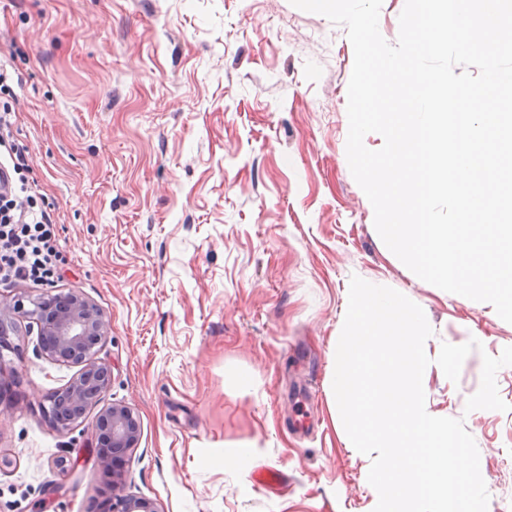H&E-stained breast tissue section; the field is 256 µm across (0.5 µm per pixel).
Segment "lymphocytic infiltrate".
I'll return each mask as SVG.
<instances>
[{"mask_svg": "<svg viewBox=\"0 0 512 512\" xmlns=\"http://www.w3.org/2000/svg\"><path fill=\"white\" fill-rule=\"evenodd\" d=\"M14 111L0 108V283L52 280L56 274L58 224L49 205L36 200L26 146L12 134Z\"/></svg>", "mask_w": 512, "mask_h": 512, "instance_id": "lymphocytic-infiltrate-1", "label": "lymphocytic infiltrate"}]
</instances>
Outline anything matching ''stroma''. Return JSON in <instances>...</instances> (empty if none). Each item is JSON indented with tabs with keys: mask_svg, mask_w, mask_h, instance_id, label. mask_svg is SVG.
<instances>
[{
	"mask_svg": "<svg viewBox=\"0 0 512 512\" xmlns=\"http://www.w3.org/2000/svg\"><path fill=\"white\" fill-rule=\"evenodd\" d=\"M0 61L22 75L0 102L60 227L53 281L0 294L72 289L110 315L101 404L141 423L128 494L159 512H373L372 459L328 388L356 275L423 309L428 410L463 419L488 512H512V324L380 238L346 155L344 26L289 0H0ZM35 343L0 355V512H104L96 416L53 428L41 404L75 370ZM267 467L286 475L268 493L250 478Z\"/></svg>",
	"mask_w": 512,
	"mask_h": 512,
	"instance_id": "obj_1",
	"label": "stroma"
}]
</instances>
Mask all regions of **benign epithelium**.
Instances as JSON below:
<instances>
[{
    "mask_svg": "<svg viewBox=\"0 0 512 512\" xmlns=\"http://www.w3.org/2000/svg\"><path fill=\"white\" fill-rule=\"evenodd\" d=\"M110 317L75 291L32 297L23 293L0 297V335L36 333L35 354L78 372L42 405L57 431L81 426L112 383L110 366L96 358V348L110 335ZM139 417L128 406L113 404L99 411L90 440L103 469L109 460L102 446L128 452L139 445ZM112 512H159L146 499L125 494L123 476H112Z\"/></svg>",
    "mask_w": 512,
    "mask_h": 512,
    "instance_id": "7a95c632",
    "label": "benign epithelium"
}]
</instances>
